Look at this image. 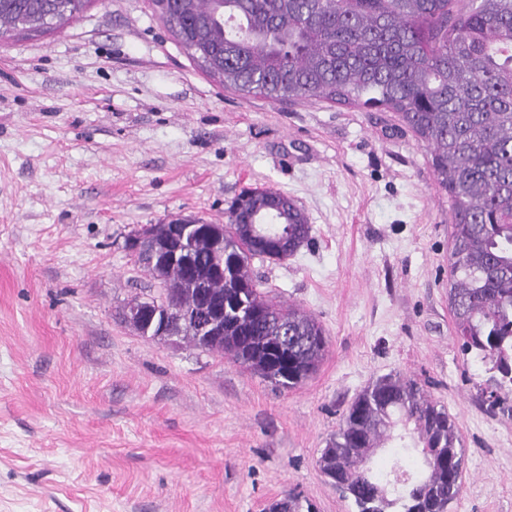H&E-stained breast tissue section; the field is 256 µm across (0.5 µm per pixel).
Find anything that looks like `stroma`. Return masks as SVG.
<instances>
[{
	"mask_svg": "<svg viewBox=\"0 0 512 512\" xmlns=\"http://www.w3.org/2000/svg\"><path fill=\"white\" fill-rule=\"evenodd\" d=\"M429 159L392 112L225 90L150 0H93L0 42V512H267L291 492L352 512L317 460L388 374L456 419L449 512H512V419L487 411L485 367L454 332L452 213ZM256 185L312 226L295 256L252 264L328 338L288 392L119 319L151 285L128 234L227 223Z\"/></svg>",
	"mask_w": 512,
	"mask_h": 512,
	"instance_id": "obj_1",
	"label": "stroma"
}]
</instances>
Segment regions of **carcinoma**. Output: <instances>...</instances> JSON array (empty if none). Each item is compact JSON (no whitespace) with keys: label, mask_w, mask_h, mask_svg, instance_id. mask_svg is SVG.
Wrapping results in <instances>:
<instances>
[{"label":"carcinoma","mask_w":512,"mask_h":512,"mask_svg":"<svg viewBox=\"0 0 512 512\" xmlns=\"http://www.w3.org/2000/svg\"><path fill=\"white\" fill-rule=\"evenodd\" d=\"M91 0H0V40L43 33ZM177 43L209 76L243 97L318 98L398 115L430 152L452 212L448 307L462 351L488 365L490 412L512 419V0H152ZM229 209L224 255L196 235L200 271L224 261L222 353L288 391L317 369L321 324L258 288L252 261L267 260L240 232L252 202L282 203L288 253L311 240L304 210L268 187ZM157 295L190 292L180 274L151 273ZM412 430V443L405 431ZM402 442L388 470L368 460ZM465 452L454 417L413 379L386 376L364 389L318 458L355 512H448L463 490ZM269 512H303L288 493Z\"/></svg>","instance_id":"carcinoma-1"}]
</instances>
